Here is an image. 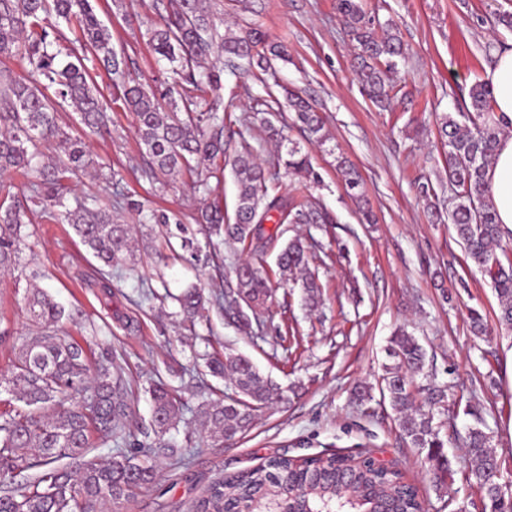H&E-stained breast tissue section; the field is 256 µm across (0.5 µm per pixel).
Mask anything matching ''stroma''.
<instances>
[{
	"mask_svg": "<svg viewBox=\"0 0 512 512\" xmlns=\"http://www.w3.org/2000/svg\"><path fill=\"white\" fill-rule=\"evenodd\" d=\"M363 4L381 23L398 28L406 48L394 77L399 93L388 111L360 92L336 0H212L221 34L242 36L259 25L290 53L288 61H272L264 81L225 80L222 93L231 120L248 115L269 85L277 86L280 99L285 88L299 91L325 118V145L307 148L321 176L309 193L336 221L290 224L285 232L286 238L299 236L316 247L323 285L318 307L308 306L300 288L289 282L249 330L216 311L206 321H184L173 294L193 284L225 290L223 272L243 259L241 245H222L220 272L161 260L150 224L125 208L114 214L119 223L135 225L139 248L134 266L113 269L110 289L101 286V262L70 226L46 218L23 227L26 246L14 270L0 273V374L10 370L21 343L40 331L25 311L27 283L37 278L65 310L59 329L82 344L91 361L110 357L132 387L136 411L124 425L125 443L92 438L91 458L109 461L119 451L131 455L135 444L160 439L182 448L179 458L155 456V483L125 501L121 512H193L214 481L266 458L333 454L369 456L400 470L417 487L425 512H485L454 440L479 422L492 436L502 480L512 482V330L496 319L498 299L489 279L467 258L451 224L430 221L419 194L421 183H432L440 211H447L448 175L436 117L464 109L470 86L485 78L497 52L512 47V32L493 23L494 11L512 12V0ZM94 6L109 23L114 47L126 49L142 82L153 86L172 79L169 63L149 45V31L159 20L153 0H95ZM111 116V135L88 141L93 164L104 176L81 178L75 194L105 202L119 189L145 209L174 211L187 224L206 196L233 209L236 187L228 173L209 178L205 193L193 191L185 175L149 183L140 173L143 149L132 113L117 103ZM275 125L280 138L300 140L288 108H281ZM277 139L257 135L249 143L278 173L285 195L292 181ZM340 156L359 172L376 223H362L336 170ZM474 310L484 317L486 335L470 329ZM400 327L425 346L438 382L448 386L441 420L450 438L451 467L444 476L434 473L424 451L403 440L389 403L366 417L353 399L358 383L381 377L388 340ZM227 347L250 356L288 400L264 412L244 437L218 442L201 428L199 407L224 398L231 386L211 376L201 356ZM158 380L175 388L182 403L179 422L160 439L149 433V387Z\"/></svg>",
	"mask_w": 512,
	"mask_h": 512,
	"instance_id": "obj_1",
	"label": "stroma"
}]
</instances>
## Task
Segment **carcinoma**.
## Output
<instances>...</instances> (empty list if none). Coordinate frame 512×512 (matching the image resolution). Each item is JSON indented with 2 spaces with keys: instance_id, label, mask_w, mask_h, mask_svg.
<instances>
[{
  "instance_id": "obj_1",
  "label": "carcinoma",
  "mask_w": 512,
  "mask_h": 512,
  "mask_svg": "<svg viewBox=\"0 0 512 512\" xmlns=\"http://www.w3.org/2000/svg\"><path fill=\"white\" fill-rule=\"evenodd\" d=\"M161 23L151 29L154 53L172 65L177 76L178 96L172 90L146 87L130 72V57L116 49L112 33L96 13L91 0H0V58H16L27 72L24 80L5 77L0 99V271L15 267L22 244L21 227L31 223L35 208L45 201L61 203L72 184L91 164L86 142L63 132L56 121L58 108L68 105L76 112L85 133H111L109 111L112 100L100 91L93 71L104 70L118 82L123 108L135 120V133L145 148L142 176L156 181L161 176L199 174L205 161L224 159L227 139L224 72H264L273 59L288 60V48L273 41L260 28L244 37H224L212 20L208 0H156ZM336 11L354 47L351 66L369 99L389 105L394 89L392 74L396 59L405 55L403 43L390 28L378 34L381 24L369 17L360 0H336ZM224 48L220 67H207L205 60L215 47ZM470 111L442 115L438 125L445 147L448 184L455 188L448 221L467 257L490 279L498 301L500 325L512 328V252L502 243L512 232L496 221L485 180L495 159L504 125L493 112L489 84L477 81L468 91ZM275 100L258 99L245 122L272 130ZM308 142L323 139L325 121L307 99L288 97ZM285 161L287 174L299 183H314L318 174L299 143L291 144ZM237 187L233 215L219 202H206L196 217L212 247L205 261L219 258L220 243L242 245L247 258L232 269L236 285L227 291L203 296L191 286L170 295L185 320L208 319L211 305L232 316L243 329L272 300L271 270L264 255L278 237L279 226L287 224H331L333 217L310 200L283 195L276 177L258 162L247 148L232 163ZM336 169L347 193L360 197L361 179L344 158ZM18 173L28 180L27 192L17 193L10 182ZM143 206L117 193L113 203L101 204L95 197L74 198V207L52 213L48 219L68 224L81 243L105 266L125 264L134 257V228L112 220V208ZM276 223L267 229L264 223ZM146 222L158 229L168 249L173 241L200 261L201 252L191 225L168 210L152 209ZM278 275L302 274L301 288L307 302L317 303L321 289L318 276L309 269V254L298 238L289 240L276 258ZM26 303L37 324H56L64 309L44 289L27 290ZM389 364L381 377L383 397L398 414L403 439L414 448L427 450L434 471L446 473L450 465L444 451L440 427L434 424L435 410L448 402L447 386L432 382L415 387L424 373L427 353L419 340L404 329L391 336L385 348ZM205 367L215 377L228 378L234 396L226 402L204 405L201 415L210 436L232 441L248 431L283 392L265 376L247 355L209 353ZM13 392L17 405L0 414V478L8 484L0 490V512H98L110 503L118 510L133 491L146 488L155 478L154 466L123 456L108 464L87 458L90 438L125 442L120 420L133 414L126 397L120 368L104 360L90 367L88 356L77 342L59 333H42L20 345L10 375L0 389ZM424 394L423 402L417 401ZM152 423L161 436L180 419V402L174 390L163 383L150 389ZM471 464L470 483L490 508L504 512L508 502L500 496V464L491 436L475 426L459 438ZM306 491L323 508L347 507L353 512L385 508L389 512H417V493L400 472L376 468L364 459L315 457L297 464L272 457L264 464L239 475L214 482L195 505L196 512H295L299 501L289 497Z\"/></svg>"
}]
</instances>
